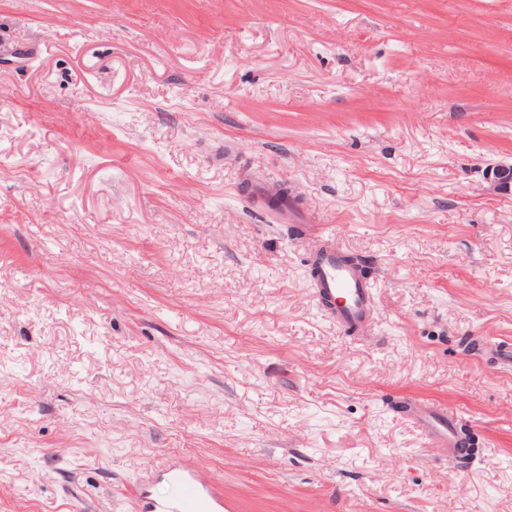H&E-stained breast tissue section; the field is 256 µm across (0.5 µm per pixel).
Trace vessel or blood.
Returning a JSON list of instances; mask_svg holds the SVG:
<instances>
[{
    "mask_svg": "<svg viewBox=\"0 0 512 512\" xmlns=\"http://www.w3.org/2000/svg\"><path fill=\"white\" fill-rule=\"evenodd\" d=\"M309 250L316 262L314 286L319 298L330 301V313L354 334L373 335L376 324L370 283L346 262L335 243L316 240L310 243ZM473 348L480 356L500 366L512 367L510 346L478 340ZM404 412L425 432L434 447L446 449L450 471L459 473L465 469L469 453L458 436L457 411L434 400L413 397L405 400ZM148 477L173 483L179 493L170 498H158L148 487H141L137 496L138 512H224L223 495L200 468L187 460L171 461L163 468L149 471Z\"/></svg>",
    "mask_w": 512,
    "mask_h": 512,
    "instance_id": "obj_1",
    "label": "vessel or blood"
}]
</instances>
